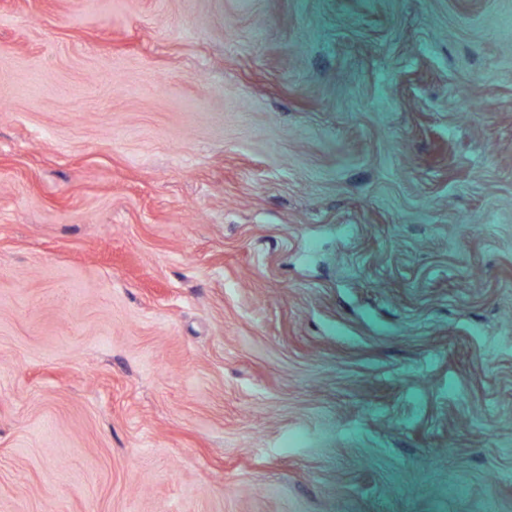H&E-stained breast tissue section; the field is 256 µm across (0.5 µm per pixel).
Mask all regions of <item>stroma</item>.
<instances>
[{
    "instance_id": "1",
    "label": "stroma",
    "mask_w": 512,
    "mask_h": 512,
    "mask_svg": "<svg viewBox=\"0 0 512 512\" xmlns=\"http://www.w3.org/2000/svg\"><path fill=\"white\" fill-rule=\"evenodd\" d=\"M0 0V512H512V0Z\"/></svg>"
}]
</instances>
